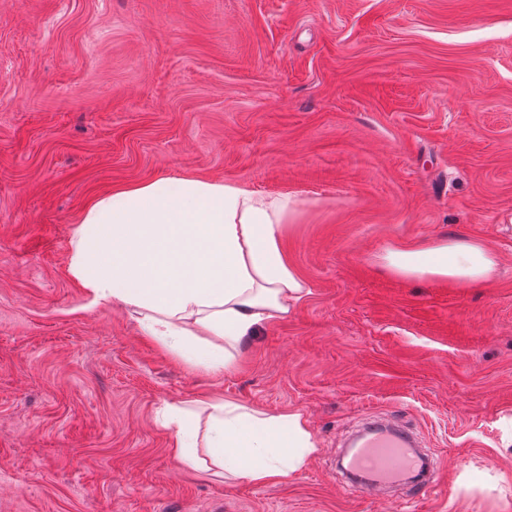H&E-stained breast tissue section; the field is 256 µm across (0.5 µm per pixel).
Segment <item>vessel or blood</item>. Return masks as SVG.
I'll return each mask as SVG.
<instances>
[{"label":"vessel or blood","mask_w":512,"mask_h":512,"mask_svg":"<svg viewBox=\"0 0 512 512\" xmlns=\"http://www.w3.org/2000/svg\"><path fill=\"white\" fill-rule=\"evenodd\" d=\"M342 465L351 477L347 490L352 494L407 485L419 497L431 487L425 474L427 461L417 452L413 435L395 425L365 427Z\"/></svg>","instance_id":"obj_1"}]
</instances>
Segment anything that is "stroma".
I'll return each mask as SVG.
<instances>
[{
  "label": "stroma",
  "instance_id": "35a3bbf8",
  "mask_svg": "<svg viewBox=\"0 0 512 512\" xmlns=\"http://www.w3.org/2000/svg\"><path fill=\"white\" fill-rule=\"evenodd\" d=\"M183 176L297 200L309 293L217 376L67 270L94 198ZM449 237L496 274L382 260ZM208 397L302 412L318 450L263 485L187 467L160 411ZM381 412L434 453L424 498L337 476ZM509 418L512 0H0V512H512ZM382 260L402 276L448 279L460 284L486 280L497 267V259L491 251L462 238L414 250L389 249Z\"/></svg>",
  "mask_w": 512,
  "mask_h": 512
}]
</instances>
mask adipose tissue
Listing matches in <instances>:
<instances>
[{
    "instance_id": "obj_1",
    "label": "adipose tissue",
    "mask_w": 512,
    "mask_h": 512,
    "mask_svg": "<svg viewBox=\"0 0 512 512\" xmlns=\"http://www.w3.org/2000/svg\"><path fill=\"white\" fill-rule=\"evenodd\" d=\"M296 206L287 194L190 176L126 186L95 198L73 225L68 273L90 304L123 305L143 335L220 374L308 292L282 247ZM383 261L402 276L460 284L486 280L497 267L491 251L462 238L390 249ZM164 424L183 464L252 484L299 473L317 450L298 411L272 415L196 398L167 405Z\"/></svg>"
}]
</instances>
